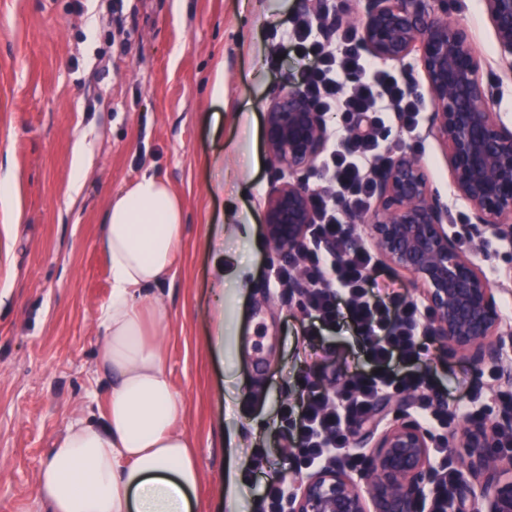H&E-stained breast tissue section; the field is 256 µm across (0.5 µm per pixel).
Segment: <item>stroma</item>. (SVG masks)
<instances>
[{"mask_svg":"<svg viewBox=\"0 0 512 512\" xmlns=\"http://www.w3.org/2000/svg\"><path fill=\"white\" fill-rule=\"evenodd\" d=\"M448 10L491 59L484 76L499 84L496 110L512 123V79L495 60L484 0H450ZM304 11L302 0H0V177L18 196L16 208L0 210V512H36V475L71 408L105 407L95 372L99 315L112 291L104 215L145 170L164 177L186 210L158 295L165 368L205 475L197 512H214L233 467L242 474L239 512H270L269 485L302 476L284 449V411L298 406L304 385L331 393L367 370L349 320L314 327L299 301L285 298L283 262L264 231L277 177L265 109L307 68L286 45L288 18ZM238 112L249 113V126ZM387 135L394 151L420 156L451 217L468 212L439 139L395 124ZM79 141L88 161L75 196ZM229 210L252 218L256 243L224 237L225 256L245 274L226 287L218 352L208 346L211 232ZM419 369L440 393L500 403L498 380L448 347L429 343Z\"/></svg>","mask_w":512,"mask_h":512,"instance_id":"stroma-1","label":"stroma"}]
</instances>
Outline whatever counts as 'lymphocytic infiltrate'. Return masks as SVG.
Returning <instances> with one entry per match:
<instances>
[{"label":"lymphocytic infiltrate","instance_id":"f902f5d3","mask_svg":"<svg viewBox=\"0 0 512 512\" xmlns=\"http://www.w3.org/2000/svg\"><path fill=\"white\" fill-rule=\"evenodd\" d=\"M291 37L297 41L301 57L313 60L305 72L304 86L315 108L349 118H373L369 131L355 142L332 136L331 148L320 165L321 183L312 191L316 236L339 238L345 233L343 204L368 209L372 177L392 159L382 144V131L394 122L416 129L422 102L410 95L396 72L379 67L363 54L353 32H345L335 47L316 38L311 21L299 15L292 22ZM301 261L309 282L303 301L305 313L324 327L347 316L373 364L371 371L352 375L335 393L308 389L298 413L287 415L296 432V457L302 466L315 469L339 462L353 470L363 469L366 457L352 452L345 426L363 418L379 395L417 393V414L436 430L456 418L478 415V408L469 401L457 400L440 408L430 403L428 393L433 384L415 369L428 338L426 313L414 301L370 297L366 272L373 256L369 251H357L339 262L311 249ZM395 359L405 364L404 372L391 369ZM434 470L423 512H448L456 475L447 449H436Z\"/></svg>","mask_w":512,"mask_h":512}]
</instances>
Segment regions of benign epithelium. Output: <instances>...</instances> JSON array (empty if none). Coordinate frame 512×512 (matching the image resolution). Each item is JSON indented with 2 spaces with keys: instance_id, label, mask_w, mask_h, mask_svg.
Returning <instances> with one entry per match:
<instances>
[{
  "instance_id": "1",
  "label": "benign epithelium",
  "mask_w": 512,
  "mask_h": 512,
  "mask_svg": "<svg viewBox=\"0 0 512 512\" xmlns=\"http://www.w3.org/2000/svg\"><path fill=\"white\" fill-rule=\"evenodd\" d=\"M305 2L325 33L348 24L347 0ZM485 7L499 58L512 66V0H485ZM358 36L361 49L379 60L418 54L433 106L429 132L445 146L452 191L470 206L468 223L448 232V203L420 159L401 151L374 176L371 211L347 207L341 239H312L309 179L326 147L328 116L291 86L266 113L265 143L279 173L265 204L267 235L288 262L311 246L341 261L368 238L382 260L423 287L430 338L476 371L495 367L500 383L512 385V324L497 304V294L512 284V264L492 280L475 259L487 238L512 240V124L493 109L498 87L484 80L487 63L469 27L448 15V0H364ZM307 288L300 273L284 284L290 300ZM412 406L408 395L373 399L363 419L346 426L351 444L367 449L364 470L336 464L312 471L289 491L283 512H421L438 439ZM511 430L507 405L446 437L464 464L448 512H512V456L495 452Z\"/></svg>"
}]
</instances>
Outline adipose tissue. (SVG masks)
<instances>
[{"instance_id":"adipose-tissue-1","label":"adipose tissue","mask_w":512,"mask_h":512,"mask_svg":"<svg viewBox=\"0 0 512 512\" xmlns=\"http://www.w3.org/2000/svg\"><path fill=\"white\" fill-rule=\"evenodd\" d=\"M184 221L182 199L149 170L109 201L102 246L112 293L96 357L110 379L106 408L97 420L71 411L36 476L41 512H193L204 474L165 369V309L147 293L170 275Z\"/></svg>"}]
</instances>
